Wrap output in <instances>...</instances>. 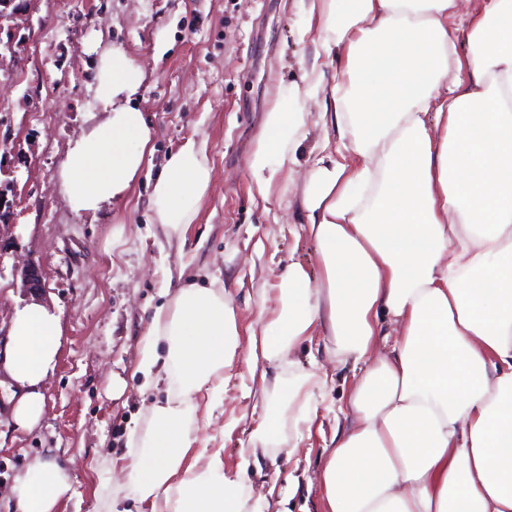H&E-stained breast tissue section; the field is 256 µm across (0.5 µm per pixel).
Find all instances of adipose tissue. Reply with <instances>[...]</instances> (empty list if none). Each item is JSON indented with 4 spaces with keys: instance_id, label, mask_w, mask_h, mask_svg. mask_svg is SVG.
Instances as JSON below:
<instances>
[{
    "instance_id": "adipose-tissue-1",
    "label": "adipose tissue",
    "mask_w": 512,
    "mask_h": 512,
    "mask_svg": "<svg viewBox=\"0 0 512 512\" xmlns=\"http://www.w3.org/2000/svg\"><path fill=\"white\" fill-rule=\"evenodd\" d=\"M299 43L310 46L300 85L281 88L249 160L257 196L278 198L293 171L315 100L337 151L311 163L299 230L316 264L289 261L264 293L251 332L249 374L271 377L244 467L278 468L293 453L325 383L294 355L328 336L355 382L326 458L314 472L323 512H512V0H297ZM337 64L327 77L328 64ZM145 74L119 47L99 57L106 117L72 140L61 185L79 215L124 200L153 150L132 101ZM212 182L206 146L170 154L151 192L153 221L184 237ZM60 315L15 306L0 366L15 383L13 418L46 412ZM235 311L217 289L189 283L158 306L141 341L139 372L166 387L143 433L118 462L140 512H267L224 451L199 447L197 397L217 396L232 368ZM71 473L35 459L12 488L16 512H55L75 496Z\"/></svg>"
}]
</instances>
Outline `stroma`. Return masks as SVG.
<instances>
[{"mask_svg": "<svg viewBox=\"0 0 512 512\" xmlns=\"http://www.w3.org/2000/svg\"><path fill=\"white\" fill-rule=\"evenodd\" d=\"M299 18L293 0H32L11 20L19 43L0 56V184L10 185L15 227L0 229V328L15 305L30 302L21 287L28 260L41 267L40 303L60 314L57 366L42 384L47 412L30 430L17 428L0 379V512H11L12 487L29 463L46 457L77 480V494L58 512H107L112 473L103 464L126 450L160 396L137 373L140 339L166 289L218 281L233 306L239 356L217 400L200 395L201 437L223 448L237 472L240 449L261 419L259 383L245 378L249 333L260 326V291L272 287L289 259L315 264L313 243L285 223L286 205L263 207L249 176V158L263 115L280 86L299 83ZM119 46L142 66L140 107L153 130L127 198L97 217L77 215L61 188L68 143L103 120L95 101L101 53ZM190 138L206 140L213 183L184 238L166 237L150 221L149 194L169 154ZM328 339L313 337L295 352L308 365L316 352L327 374L328 399L343 405L353 384L350 365L327 357ZM126 383L120 398L112 381ZM336 426L319 409L293 455H279V473L253 479L254 494L278 507L289 476L315 470Z\"/></svg>", "mask_w": 512, "mask_h": 512, "instance_id": "stroma-1", "label": "stroma"}]
</instances>
